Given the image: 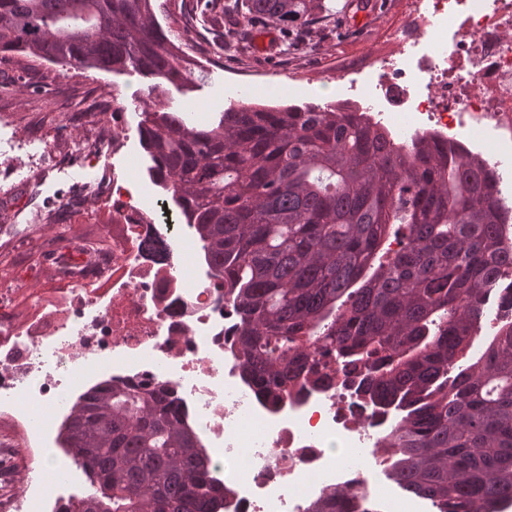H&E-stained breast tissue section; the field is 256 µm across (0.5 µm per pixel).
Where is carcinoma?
Returning a JSON list of instances; mask_svg holds the SVG:
<instances>
[{"label":"carcinoma","mask_w":512,"mask_h":512,"mask_svg":"<svg viewBox=\"0 0 512 512\" xmlns=\"http://www.w3.org/2000/svg\"><path fill=\"white\" fill-rule=\"evenodd\" d=\"M325 0H210L228 32L292 30L345 14ZM0 52L105 72L150 88L139 134L151 180L202 242L203 261L241 315L244 378L288 394L300 363L336 356L367 371L366 392L403 412L388 472L435 512L512 503V322L469 357L487 300L512 309V212L483 161L435 134L397 140L367 113L238 101L198 124L163 99L204 73L157 22L154 0H0ZM406 233H400V227ZM403 248L367 271L390 237ZM61 447L92 476L79 512H221L224 486L162 389L103 382L77 399ZM334 489L310 512H373Z\"/></svg>","instance_id":"1"}]
</instances>
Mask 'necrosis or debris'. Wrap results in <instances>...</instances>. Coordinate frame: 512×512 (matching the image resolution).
<instances>
[{
  "label": "necrosis or debris",
  "instance_id": "obj_1",
  "mask_svg": "<svg viewBox=\"0 0 512 512\" xmlns=\"http://www.w3.org/2000/svg\"><path fill=\"white\" fill-rule=\"evenodd\" d=\"M393 52L342 80L347 102L393 118L397 135L432 132L483 156L512 208V0H407ZM84 195L112 201V248L77 282L31 292L23 320L0 289V419L11 424L0 512H76L88 474L60 455L56 425L70 398L111 377L178 401L224 485V512H309L330 487L368 491L386 463L398 411L371 403L364 372L319 368L284 400L263 399L236 356L239 318L202 264L186 269L190 233L160 201L105 180ZM364 449L356 466L345 457ZM56 474L44 485V468Z\"/></svg>",
  "mask_w": 512,
  "mask_h": 512
}]
</instances>
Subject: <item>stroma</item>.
Segmentation results:
<instances>
[{
  "mask_svg": "<svg viewBox=\"0 0 512 512\" xmlns=\"http://www.w3.org/2000/svg\"><path fill=\"white\" fill-rule=\"evenodd\" d=\"M404 0H382L372 9L368 0H351V12L366 14L362 32L331 28L326 22L309 26L304 46L294 54L262 56L236 50L224 34L223 23L203 10L201 0H156L155 15L171 31L175 42L196 39L202 48L216 51L206 73L192 91L168 87L172 107L188 106L199 122L210 121L232 100L279 107L317 104L324 87L335 86L343 71L361 65L371 54L387 48L391 30L401 26ZM266 71L255 84L240 82L237 71ZM0 217L14 220L30 209H57L71 194L74 183L118 177L133 193L163 198L148 174L151 161L139 135L142 107L155 80L129 69L108 73L91 68L54 64L22 53H0ZM125 116L130 138L126 144L97 157H85L81 146L111 134L112 115ZM112 204L88 201L73 214L69 232L84 238L112 235ZM58 286V278L40 265L29 251L28 238L0 242V287ZM371 494L377 512H432L430 501L401 490L378 470Z\"/></svg>",
  "mask_w": 512,
  "mask_h": 512,
  "instance_id": "stroma-1",
  "label": "stroma"
}]
</instances>
